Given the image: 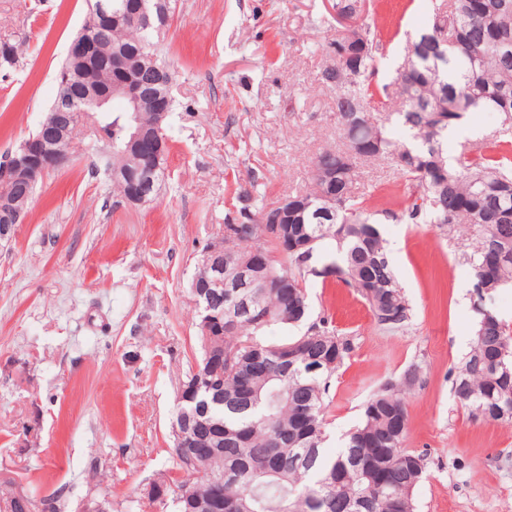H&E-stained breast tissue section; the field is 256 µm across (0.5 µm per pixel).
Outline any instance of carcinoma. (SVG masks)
I'll return each mask as SVG.
<instances>
[{"label":"carcinoma","instance_id":"1","mask_svg":"<svg viewBox=\"0 0 512 512\" xmlns=\"http://www.w3.org/2000/svg\"><path fill=\"white\" fill-rule=\"evenodd\" d=\"M112 8L117 21L95 23L96 3ZM155 4L139 22L127 14L139 0H91L82 28L91 35L101 54H122L132 69L149 75L143 85L153 100L137 112V125L148 133L159 122L158 109L170 113L171 65L162 52L175 11V0ZM372 0H340L333 30L326 43L328 54L338 55L348 37L339 18H360L372 10ZM451 23L443 31L435 26L407 41L396 77L375 81L381 36L369 24H358L354 35L363 53L354 60L324 66L321 85L336 90L334 114L343 145L326 148L315 158L312 187L296 191L309 206L303 219L288 225V236L308 246L275 263L271 273L290 276L288 291L265 288L258 307L268 321L247 318L229 335L220 337L224 356L222 404H209L205 416L216 428V440L200 448H174L186 477L172 479L168 499L151 505L163 512H223L224 497L237 500V512H313L311 500L319 498L322 512H416L414 488L427 477L425 454L405 447L406 433L396 432L398 422L408 423L406 395L417 377L408 371L388 379L363 405L361 422L330 455L323 448L326 398L336 372L351 345L325 319L311 323L304 334L277 343L265 340L273 326L303 323L310 302L306 279L336 277L369 305L378 324L403 328L412 318L409 304L384 246L378 212L363 205L353 188L368 161L390 157L407 194L399 211L383 213L408 224H469L476 228V246L470 255L473 290L485 303L474 309L473 344L453 372L452 390L471 415L483 421L512 425V403L500 396L512 394V324L493 307L494 294L512 288V141L495 137L493 156L476 157L463 149L448 160V129L471 110L497 112L502 125L512 127V0H443ZM87 92L111 76L88 69L68 56L61 64L57 93L48 108L57 123L70 126L71 135L83 117L73 111L66 79ZM130 109L114 100L95 110L99 129L91 132L88 149L96 165L108 174L112 192L128 194L148 171L135 153H122ZM386 113L376 133H370L372 113ZM448 113L442 123L437 114ZM410 132L408 141L392 137L387 125ZM168 147L159 166L150 173L147 201L154 202L167 176ZM336 170L332 180L320 168ZM333 195L332 216L320 222L314 214L325 208L324 195ZM271 210V205L245 204L239 216L247 224ZM225 241L235 258L246 259L262 244L269 252L276 244L261 241L258 233L238 235L224 223ZM330 240L338 257L326 263L320 247ZM300 347L302 356L289 363L279 357L287 346ZM0 486L3 512H46L45 501L26 495L11 496Z\"/></svg>","mask_w":512,"mask_h":512}]
</instances>
